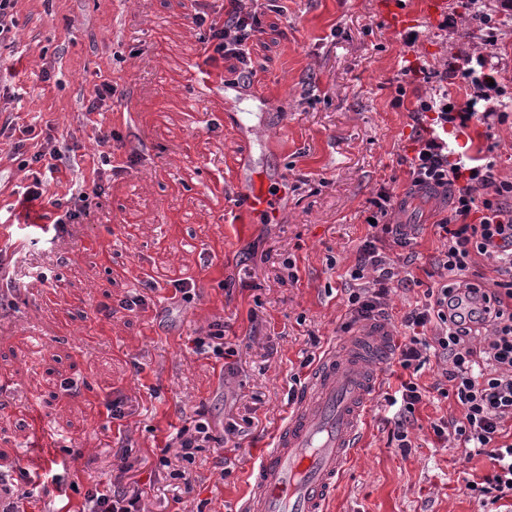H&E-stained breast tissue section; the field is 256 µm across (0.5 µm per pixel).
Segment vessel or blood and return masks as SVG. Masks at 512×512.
Listing matches in <instances>:
<instances>
[{
    "label": "vessel or blood",
    "instance_id": "obj_1",
    "mask_svg": "<svg viewBox=\"0 0 512 512\" xmlns=\"http://www.w3.org/2000/svg\"><path fill=\"white\" fill-rule=\"evenodd\" d=\"M448 0H423L421 8L385 0L388 27L402 31L448 11ZM285 184L251 172L237 195L238 223L276 220ZM384 326H368L344 350L328 348L317 360L303 394L269 449L251 467L250 493L237 512H326L336 479L359 444L361 424L379 385L374 356L386 349Z\"/></svg>",
    "mask_w": 512,
    "mask_h": 512
}]
</instances>
